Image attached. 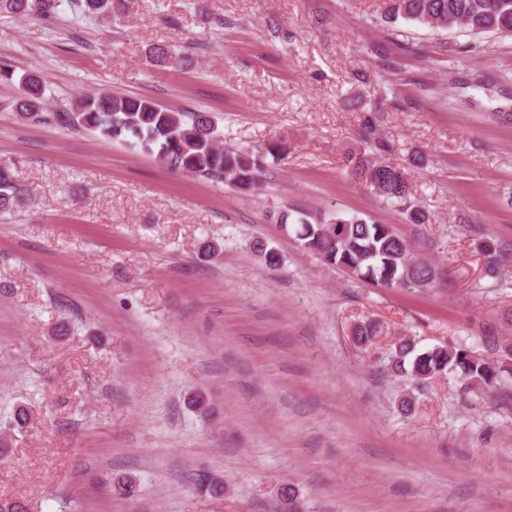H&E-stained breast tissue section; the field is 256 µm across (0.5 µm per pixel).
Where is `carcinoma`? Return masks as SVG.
I'll list each match as a JSON object with an SVG mask.
<instances>
[{"instance_id": "carcinoma-1", "label": "carcinoma", "mask_w": 512, "mask_h": 512, "mask_svg": "<svg viewBox=\"0 0 512 512\" xmlns=\"http://www.w3.org/2000/svg\"><path fill=\"white\" fill-rule=\"evenodd\" d=\"M59 0H0V10L23 14L29 10L40 17L55 18ZM82 17H109L112 0H73ZM385 18L398 19L447 29L460 25L475 34L494 33L512 36V0H388ZM19 79L23 96L19 115L37 120L42 116L43 88L32 74ZM67 121L98 133L105 141H120L139 146L154 155L171 173H186L225 183L233 190L250 194L264 174V156L243 148L224 145L222 134L207 112H180L149 98L122 97L110 92L86 96L66 113ZM365 144L374 154L351 151L344 157L348 175L358 183L372 187L382 199L400 205L405 223L421 226L430 223V213L412 200L407 167L385 158L391 147L376 137L374 118L366 116L362 125ZM18 189L10 166L0 163V212L16 206ZM330 233L322 219L310 222L305 214L298 218L297 238L304 247L326 264L383 288H401L411 283L431 288L439 278V265L414 252L410 243L391 224H379L362 217L336 213ZM504 247L495 239L481 241L480 252L489 271H495L503 258ZM377 324L361 322L353 326L355 342L363 345L377 336ZM486 358L461 346L436 345L416 351L409 339L396 345V367L423 389L435 377L454 373L467 391H489L512 376V341L490 336L486 339Z\"/></svg>"}]
</instances>
